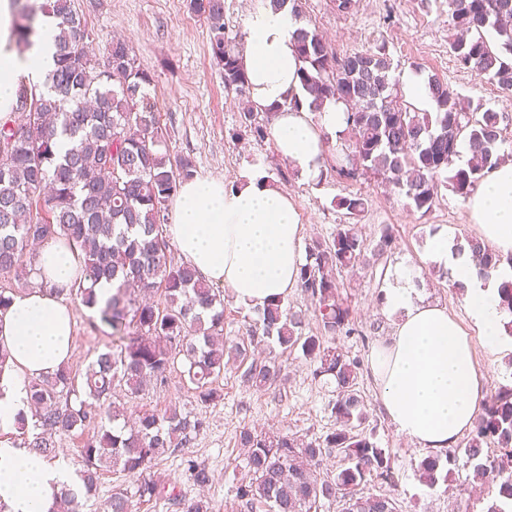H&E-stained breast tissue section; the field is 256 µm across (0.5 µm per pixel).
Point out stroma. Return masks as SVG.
Segmentation results:
<instances>
[{
	"mask_svg": "<svg viewBox=\"0 0 512 512\" xmlns=\"http://www.w3.org/2000/svg\"><path fill=\"white\" fill-rule=\"evenodd\" d=\"M74 7L93 32L92 47L105 58L113 36L128 38L143 69L153 82L159 125L171 157L191 156L201 178L218 179L234 186L243 174L262 172L269 183L292 198L305 240L330 239L340 224H357L366 247H374L384 226H391L394 243L387 253L369 266L342 270L336 278L341 295L352 308L357 331L332 338L359 361V389L366 404L363 429L375 442L389 449L396 473L395 483L370 480L364 493L395 498L403 512H485L487 501L471 491L473 463L464 454L466 438L451 449V459L442 463L437 484L422 482L417 467L428 449L401 437L386 417L371 370V351L391 336L396 317L386 311L383 297L397 267L412 272V284L424 301L446 308L470 338L474 361L483 375L482 393L491 396L502 385H512V337L504 336L497 346H488L478 336L475 320L455 288L449 269L434 266L426 257L425 244L440 230L450 236L476 235L469 222L465 198L448 187H440L438 201L426 214L411 208L405 195L371 176L345 179L323 167L316 179H306L274 150L272 138L262 140L244 133L239 99L225 90L224 75L211 51L210 24L191 13L186 0H74ZM306 16L327 38L338 56H348L386 44L393 59L392 76L406 73L434 74L460 98L502 113L500 157L512 158V92L488 79L461 68L450 50L453 32L448 0H357L352 13L340 15L331 0H307ZM358 194L365 198L364 212L357 217L338 208L339 198ZM74 320V341L68 365L84 371L96 355L110 345V330L95 311L79 299L66 298ZM261 350L278 355L283 377L271 386L256 389L241 379L243 365L227 360L219 386L222 401L204 405L196 402L186 381L172 373L166 388H145L130 399L116 393L117 405L135 411L162 409L170 405L192 412L206 426L190 447L179 449L154 469L170 483L172 496L151 502L131 498V512H185L186 504L205 496L212 512H231L236 487L243 474L244 457L236 439L244 428L277 429L304 438L325 437L336 427L331 405L336 398L334 383L314 378L313 368L300 351L281 353L274 341ZM204 464L213 474L212 484L198 489L185 473L186 459Z\"/></svg>",
	"mask_w": 512,
	"mask_h": 512,
	"instance_id": "1",
	"label": "stroma"
}]
</instances>
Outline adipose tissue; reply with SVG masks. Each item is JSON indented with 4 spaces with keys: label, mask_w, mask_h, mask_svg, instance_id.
Wrapping results in <instances>:
<instances>
[{
    "label": "adipose tissue",
    "mask_w": 512,
    "mask_h": 512,
    "mask_svg": "<svg viewBox=\"0 0 512 512\" xmlns=\"http://www.w3.org/2000/svg\"><path fill=\"white\" fill-rule=\"evenodd\" d=\"M13 25L11 0H0V121L14 112L18 78L43 85L54 68L51 21H44L25 52L9 46ZM241 61L254 110L277 108L274 149L302 177H317L327 146L324 134L345 126L343 104L325 103L318 114L305 104L294 50L297 23L288 10L264 5L248 17ZM300 100L299 109L288 108ZM469 220L481 238L501 255L512 254V161L500 163L467 201ZM174 220L166 232L186 262L205 279L223 285L231 298L252 308L270 298L286 297L297 283L302 264L303 226L288 194L252 175L236 188L216 179L182 183L173 204ZM432 262L449 267L487 344L496 345L505 318L498 288L512 280V267H500L483 279L468 255L455 253L447 232L427 245ZM79 262L59 243L39 250V269L47 288L15 296L0 312V342L10 352L0 371V502L8 512H51L56 499L76 488L66 458L46 461L17 446L8 435L19 415L28 413L31 379L68 362L73 341L69 307L50 285L69 286ZM411 272L403 269L386 292L388 309L400 315L393 336L371 353L382 407L398 433L422 447L449 448L471 425L482 391V375L468 336L445 308L417 300Z\"/></svg>",
    "instance_id": "ef3b65f1"
}]
</instances>
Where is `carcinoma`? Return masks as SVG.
<instances>
[{
    "mask_svg": "<svg viewBox=\"0 0 512 512\" xmlns=\"http://www.w3.org/2000/svg\"><path fill=\"white\" fill-rule=\"evenodd\" d=\"M15 41L25 47L38 34L43 19L56 21V68L44 88L20 81L13 119L0 123V273H11L18 287L0 289V311L14 296L39 278V259L31 250L37 242L59 240L78 253L80 279L69 287H52L98 311L111 330L112 345L99 353L81 374L63 365L29 382L32 424L17 423L15 440L44 459L55 458L58 439L78 430L93 435L80 448L85 493L96 490L100 476L117 469L135 479L143 501L163 496L166 482L151 469L179 448L191 445L204 421L175 407L138 411L126 421L116 406V389L132 399L143 385L167 382L180 368L202 403L223 399L215 382L224 373V355L247 357L258 337L250 335L224 345V293L211 286L188 263L173 262L163 236L168 202L182 182L195 177L189 156L170 159L157 112L146 88L151 74L141 68L132 45L111 40L104 60L89 50L91 31L74 9V0H13ZM301 21L305 0H269ZM456 34L449 45L457 61L477 76L512 90V0H448ZM189 10L211 24V50L224 73V87L246 97L248 80L235 41L224 34V0H187ZM298 74L315 108L326 100L344 103L345 129L337 139L348 143L336 152V171L352 177L371 173L426 214L438 198L441 183L468 197L485 172L496 167V147L502 137L503 115L491 109L467 118L471 105L435 75L426 80L435 112L411 110L392 78L386 45L338 56L316 28H297ZM246 132L260 140L267 126L247 110L241 117ZM70 141L56 152L57 135ZM472 155L468 167L454 166L458 147ZM488 278L503 262L512 265L479 237L456 243ZM367 261L356 225L339 224L330 242L307 246L299 269L300 287L311 293L322 335L304 333L307 316L286 309L275 298L260 310L262 337L283 350L298 349L316 365L315 376L336 383L332 412L336 429L319 440H300L280 431H240L237 445L245 449V474L237 487L239 506L246 512H319L321 502L344 501L343 512H400L396 500L366 495L370 479L395 482L388 449L357 429L366 419L358 391L360 363L323 337L350 335V306L340 297L335 273ZM117 284L112 297L98 305L96 285ZM158 292L163 301L139 300L135 291ZM281 374L275 358L251 363L244 382L261 388ZM503 450L483 456L484 445ZM475 466L473 481L496 492L487 512H512V386L503 385L476 411L471 438L464 448ZM327 458L338 460L336 475L323 477ZM440 459L429 455L418 464L423 482L438 481ZM186 472L199 487L210 484L208 468L186 460ZM104 512H129L127 489L120 486L104 504Z\"/></svg>",
    "mask_w": 512,
    "mask_h": 512,
    "instance_id": "1",
    "label": "carcinoma"
}]
</instances>
